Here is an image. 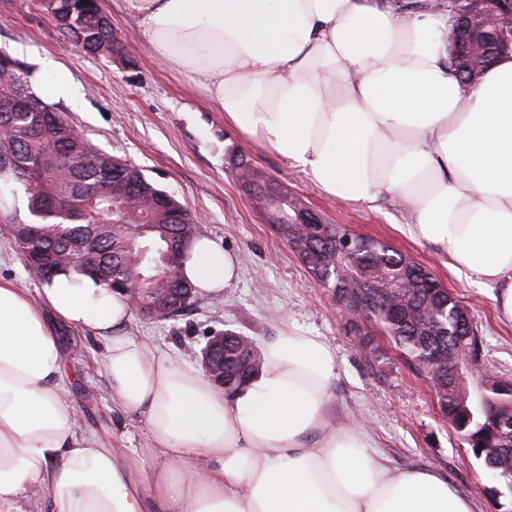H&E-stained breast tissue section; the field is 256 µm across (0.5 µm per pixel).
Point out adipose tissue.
I'll list each match as a JSON object with an SVG mask.
<instances>
[{
  "mask_svg": "<svg viewBox=\"0 0 512 512\" xmlns=\"http://www.w3.org/2000/svg\"><path fill=\"white\" fill-rule=\"evenodd\" d=\"M408 0H123L139 37L182 68L245 139L326 195L408 203V234L488 287L512 322V56L473 84L448 67V14ZM181 276L218 295L240 262L206 236ZM131 306L74 267L36 294L0 280V512L39 488L49 512H473L436 473H394L358 429L329 430L336 354L290 328L225 393L125 333ZM94 331L112 402L147 442L82 431L52 322Z\"/></svg>",
  "mask_w": 512,
  "mask_h": 512,
  "instance_id": "adipose-tissue-1",
  "label": "adipose tissue"
}]
</instances>
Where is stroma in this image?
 Segmentation results:
<instances>
[{"mask_svg": "<svg viewBox=\"0 0 512 512\" xmlns=\"http://www.w3.org/2000/svg\"><path fill=\"white\" fill-rule=\"evenodd\" d=\"M0 50L34 71L53 62L79 93V104L55 102L75 130L102 152L142 169L186 207L202 234L240 260V280L222 295L195 296L182 315L168 320L133 312L129 333L195 365L209 336L224 330L250 337L260 347L291 326L321 337L339 365L327 396L335 424L363 425L372 451L391 471H437L472 499L476 512H512V491L498 488L460 443L427 382L393 350L369 356L355 347L351 316L274 235L233 177L230 161L245 157L326 223L382 241L423 265L467 307L483 338L484 371L512 383V324L499 318L488 290L450 270L433 245L402 232L412 217L399 199L386 192L372 203L326 196L299 168L225 126L223 113L205 93L149 47L137 46L128 65L117 53L105 58L68 46L42 0H0ZM30 220L22 201L0 217V280L33 291L41 281L10 231L11 223ZM56 333L68 352L64 370L82 429L117 448L143 447V422L113 412L111 392L96 373L92 357L99 342L66 327Z\"/></svg>", "mask_w": 512, "mask_h": 512, "instance_id": "stroma-1", "label": "stroma"}]
</instances>
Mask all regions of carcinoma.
<instances>
[{"mask_svg": "<svg viewBox=\"0 0 512 512\" xmlns=\"http://www.w3.org/2000/svg\"><path fill=\"white\" fill-rule=\"evenodd\" d=\"M43 6L62 30L67 43L85 52L110 56L124 50L99 0H45ZM455 70L464 83L472 72L483 75V53ZM31 71L0 52V174H9L23 187L27 210L33 221L11 225L14 241L26 264L42 276L66 264L78 268L105 286L125 290V281L137 279V291L129 294L131 305L156 316L152 307L164 300L171 305L169 317L180 315L192 303L193 288L179 275L184 248L200 236L188 210L157 188L135 165L102 153L77 136L67 116L48 106L33 112L17 102L33 91ZM236 175L245 187L264 182L263 176L242 163ZM112 186V195L88 204L89 186ZM274 231L298 254L315 279L327 265H339L354 284L376 281L383 275L397 276L412 284L390 304L375 301L364 307L363 316L389 346L397 350L413 372L423 378L430 368H443L431 389L440 412L451 422L459 440L474 457L487 448H498L503 457L499 481L512 483V389L493 391L468 404L469 411L456 408V383L450 367L460 349L471 363L479 362L483 340L474 325L469 336H459L448 326L447 315L459 299L450 294L428 270L410 261L388 245L351 234L356 251L324 256L325 245L348 230L337 224L324 225L323 238L310 229L299 233L293 224H275ZM89 236L96 254L92 259L73 257L72 240ZM253 342L234 332H224V391L232 393L259 367Z\"/></svg>", "mask_w": 512, "mask_h": 512, "instance_id": "cac0c4a2", "label": "carcinoma"}]
</instances>
